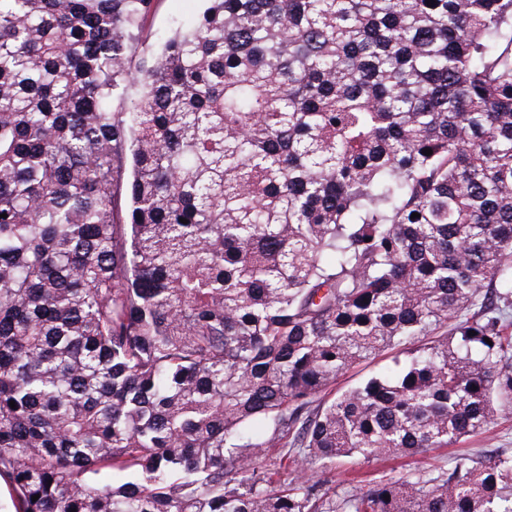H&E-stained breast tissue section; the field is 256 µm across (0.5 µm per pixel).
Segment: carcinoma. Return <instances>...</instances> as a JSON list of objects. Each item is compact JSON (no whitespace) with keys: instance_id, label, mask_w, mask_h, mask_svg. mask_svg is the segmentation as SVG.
Masks as SVG:
<instances>
[{"instance_id":"cac0c4a2","label":"carcinoma","mask_w":512,"mask_h":512,"mask_svg":"<svg viewBox=\"0 0 512 512\" xmlns=\"http://www.w3.org/2000/svg\"><path fill=\"white\" fill-rule=\"evenodd\" d=\"M207 2L134 69L154 0H0L13 512H512L304 476L512 416V0ZM393 365L390 355H384L370 364H363L341 376L333 388V393L341 392L358 385L374 373L382 372Z\"/></svg>"}]
</instances>
